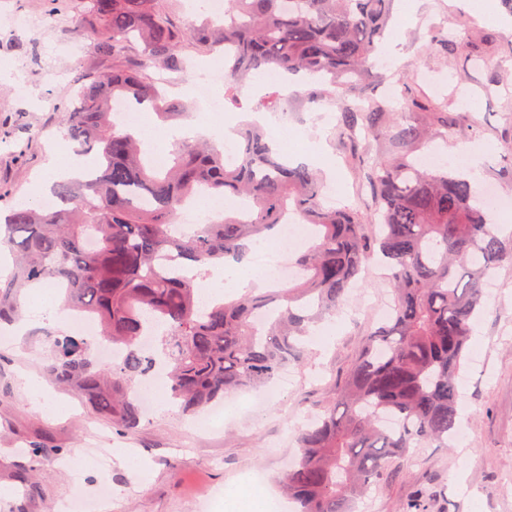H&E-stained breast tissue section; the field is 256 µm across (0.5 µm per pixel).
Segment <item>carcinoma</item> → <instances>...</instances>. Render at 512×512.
Listing matches in <instances>:
<instances>
[{"label":"carcinoma","mask_w":512,"mask_h":512,"mask_svg":"<svg viewBox=\"0 0 512 512\" xmlns=\"http://www.w3.org/2000/svg\"><path fill=\"white\" fill-rule=\"evenodd\" d=\"M65 2L71 38L112 62L108 72L83 76L65 111L75 154L93 153L98 164L83 179L56 182L53 209L33 202L0 217V247L13 257L11 273L0 276V321L19 310L23 289L62 287L71 308L98 320L123 357L101 367L89 342L64 335L53 342L48 372L128 431L141 416L134 388L160 362L168 366V392L186 413L266 388L280 370L301 364L309 327L336 314L378 251L387 259L391 314L367 335L325 414L299 431L285 495L298 512H353L356 498L409 449L448 447L483 287L504 263L512 265V231L492 223L457 171L419 164V151L455 133L447 103L411 83L406 111L389 112L368 88H350L338 136L357 161L371 204L343 210L323 208L317 173L285 159L257 126L237 133L232 163L216 145L195 141L178 145L172 163L157 168L112 112L118 98L147 104L165 122L179 120L180 105L150 70L184 72L189 50L230 48L227 94L258 75L305 72L334 83L369 73L393 0H224V22L194 26L172 19L177 0ZM431 43L460 54L468 32L439 28ZM359 129L389 149L369 157L355 137ZM202 190L248 200L251 208L172 235L178 210ZM290 210L314 226L312 243L294 251L299 276L199 308L194 281L218 265L249 262L251 244ZM261 310L274 315L260 333L253 316ZM147 315L169 324L154 351L141 346Z\"/></svg>","instance_id":"carcinoma-1"}]
</instances>
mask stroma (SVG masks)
<instances>
[{
  "label": "stroma",
  "instance_id": "1",
  "mask_svg": "<svg viewBox=\"0 0 512 512\" xmlns=\"http://www.w3.org/2000/svg\"><path fill=\"white\" fill-rule=\"evenodd\" d=\"M414 18L396 17L373 74L365 80L391 111L401 101L387 96L403 73L427 76L455 112L469 115L470 131L440 142L448 160L483 150L478 184H493L512 197V30L478 13L453 8L452 0H417ZM50 0H0V209L37 198L53 155L49 141L63 128L60 104L69 102L84 72L100 62L88 47H75L61 27L46 24ZM470 21L467 55L442 53L430 44L431 31ZM319 106L309 109L308 96ZM258 87L242 88L210 114L209 138L223 126L238 125L256 112ZM351 97L346 86L311 81L289 91L288 142L309 157L327 186L339 187L337 206L350 205L344 187L358 176L337 137ZM378 266L350 289L335 316L325 320L327 340L307 344V358L264 411L251 410L247 393L224 418V429H196L195 419L155 412L130 433H119L71 391L48 380L45 367L52 338L62 335L35 289H25L21 314L43 335L20 342L0 337V512H67L82 498L90 512H226L224 489L262 473L266 493L278 495L285 461L298 453L297 431L327 408L332 394L355 363L375 323L374 307L385 296ZM497 288L476 324L471 356L460 382V436L448 448H414L384 479L357 500L355 512H402L422 498L427 512H512V266L499 269ZM42 380L41 402L23 389V374ZM42 451L32 461L28 451ZM137 455L142 465L127 468L119 453Z\"/></svg>",
  "mask_w": 512,
  "mask_h": 512
}]
</instances>
